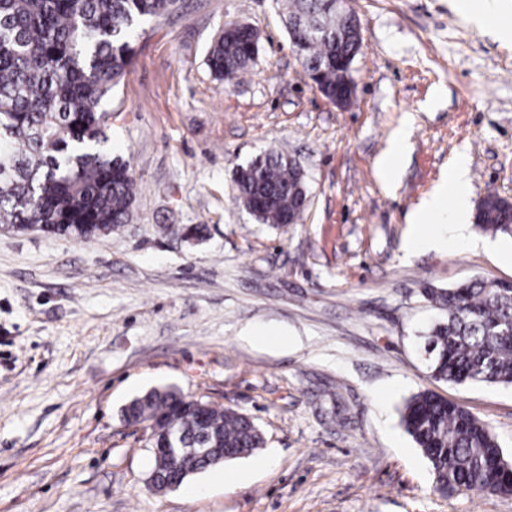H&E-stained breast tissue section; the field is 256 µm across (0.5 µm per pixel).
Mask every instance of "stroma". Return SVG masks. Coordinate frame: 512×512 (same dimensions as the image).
<instances>
[{
	"instance_id": "stroma-1",
	"label": "stroma",
	"mask_w": 512,
	"mask_h": 512,
	"mask_svg": "<svg viewBox=\"0 0 512 512\" xmlns=\"http://www.w3.org/2000/svg\"><path fill=\"white\" fill-rule=\"evenodd\" d=\"M349 6L362 43L339 108L276 0H181L144 25L112 95L130 221L85 242L0 224V512H512V495L435 493L401 423L431 390L512 460V385L436 380L424 336L442 313L421 294L512 280V237L477 228L473 248H406L457 155L471 204L512 201V42L453 0ZM233 22L257 31L259 52L228 86L206 56ZM403 124L389 182L377 160ZM270 151L295 159L308 190L284 228L235 199L237 167ZM250 328L284 341L253 346ZM165 386L249 416L263 448L150 490V431L122 410ZM230 470L245 481L225 485Z\"/></svg>"
}]
</instances>
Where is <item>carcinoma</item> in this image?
Returning <instances> with one entry per match:
<instances>
[{
    "label": "carcinoma",
    "mask_w": 512,
    "mask_h": 512,
    "mask_svg": "<svg viewBox=\"0 0 512 512\" xmlns=\"http://www.w3.org/2000/svg\"><path fill=\"white\" fill-rule=\"evenodd\" d=\"M179 0H0V223L91 240L126 223L134 199L131 164L112 157L105 133L118 86L133 56L140 22L163 17ZM289 21L307 33L304 67L319 72L330 101L346 89L343 62L355 60L353 19L331 0H283ZM222 31L207 53L215 78L231 85L246 74L258 37L238 23ZM297 165L277 152L236 169V200L263 224H295L306 206ZM477 225L512 236L508 201L495 194L478 204ZM446 312L426 337L437 380L512 385V283L474 280L454 288H425ZM176 389L151 390L125 412L130 423L152 420L158 444L183 431L179 454L159 467L167 479L200 472L193 448H222L224 459L251 455L261 433L248 416L205 401L185 406ZM401 423L431 464L433 491L512 494V463L496 436L475 415L430 390L409 398Z\"/></svg>",
    "instance_id": "cac0c4a2"
}]
</instances>
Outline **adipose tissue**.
<instances>
[{
    "label": "adipose tissue",
    "mask_w": 512,
    "mask_h": 512,
    "mask_svg": "<svg viewBox=\"0 0 512 512\" xmlns=\"http://www.w3.org/2000/svg\"><path fill=\"white\" fill-rule=\"evenodd\" d=\"M455 8L478 30H494L504 40H512V23L503 17L502 0H455ZM468 169L465 160H457L449 172V185L437 190L423 201L415 217L416 231L411 236L413 246L426 245L435 249L454 246H473L468 218ZM447 216L451 226L449 235L432 230V220Z\"/></svg>",
    "instance_id": "obj_1"
}]
</instances>
